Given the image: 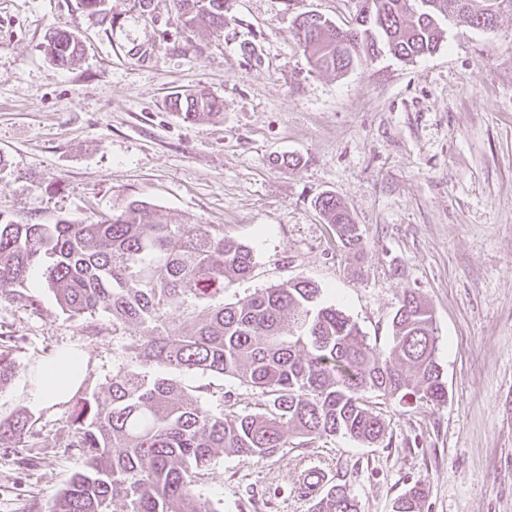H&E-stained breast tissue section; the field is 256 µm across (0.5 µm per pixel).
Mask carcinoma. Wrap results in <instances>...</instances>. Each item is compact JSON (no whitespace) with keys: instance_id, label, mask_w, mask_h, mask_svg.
Listing matches in <instances>:
<instances>
[{"instance_id":"carcinoma-1","label":"carcinoma","mask_w":512,"mask_h":512,"mask_svg":"<svg viewBox=\"0 0 512 512\" xmlns=\"http://www.w3.org/2000/svg\"><path fill=\"white\" fill-rule=\"evenodd\" d=\"M227 0H175L190 29L224 28ZM360 0L355 24L341 30L304 13L294 36L319 70L344 71L390 55L410 62L430 55L444 26L463 21L494 29L512 0ZM49 60L67 67L81 56L65 30L46 37ZM170 109L195 121L218 115L215 98L186 93ZM316 206L342 243H361L359 225L341 199L323 193ZM44 267L62 312L87 336L127 338L112 377L72 396L67 447L84 459L50 512H217L196 486L220 454L262 461L293 443L345 435L380 444L386 426L366 400H448L437 360L439 336L428 304L403 291L389 348L368 341L344 311L321 301V288L299 277L224 303L226 285L248 278L252 249L211 224L161 222L134 200L96 224H18L0 217V295L34 304L32 268ZM18 341L0 335V386L12 378ZM232 378L268 396L263 411L230 416L201 403L203 386L183 375ZM32 418L0 421V446L35 436ZM426 485L416 483L393 512H422ZM310 512H359L345 484L314 491Z\"/></svg>"}]
</instances>
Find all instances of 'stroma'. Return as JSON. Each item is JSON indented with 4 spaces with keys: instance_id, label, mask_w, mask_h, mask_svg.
<instances>
[{
    "instance_id": "stroma-1",
    "label": "stroma",
    "mask_w": 512,
    "mask_h": 512,
    "mask_svg": "<svg viewBox=\"0 0 512 512\" xmlns=\"http://www.w3.org/2000/svg\"><path fill=\"white\" fill-rule=\"evenodd\" d=\"M0 0V216L21 224L94 223L134 200L157 220L220 225L256 265L225 302L303 276L325 304L386 349L403 290L428 301L448 386L442 404L371 397L384 443L336 435L257 462L224 453L197 486L217 512H308L301 477L318 465L359 512H392L415 483L423 512H512V12L491 31L460 22L432 55L384 56L338 73L311 67L293 38L314 12L353 25L357 0H230L224 29H185L173 0ZM84 53L45 58L54 29ZM203 91L218 116L189 122L171 97ZM336 194L362 231L344 248L315 206ZM34 305L0 298V333L22 352L0 388V420L25 414L33 447H0V512H49L83 459L69 449L70 401L30 390L59 352L84 382L112 374L127 336L90 340L63 315L41 268ZM258 412L263 394L214 379L202 402Z\"/></svg>"
}]
</instances>
